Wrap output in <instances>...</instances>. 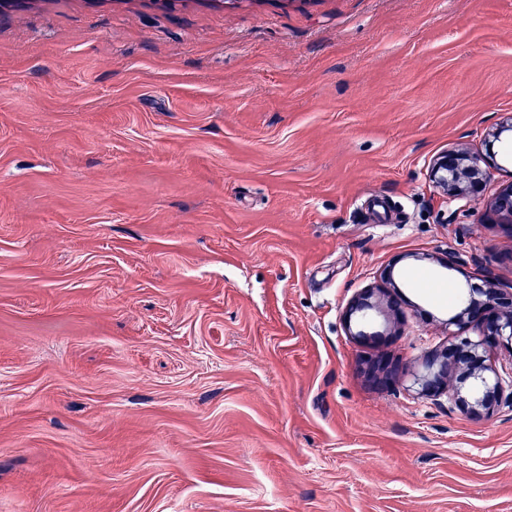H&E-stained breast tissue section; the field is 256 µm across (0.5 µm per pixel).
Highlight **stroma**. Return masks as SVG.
<instances>
[{
    "label": "stroma",
    "instance_id": "obj_1",
    "mask_svg": "<svg viewBox=\"0 0 512 512\" xmlns=\"http://www.w3.org/2000/svg\"><path fill=\"white\" fill-rule=\"evenodd\" d=\"M510 113L512 0L0 6V512H512V405L413 385L512 289V164L431 178ZM488 164L482 154L448 153L441 156L433 165L431 176L434 183L449 197L466 196V183L483 179ZM491 208L499 219L512 223V181L500 186L491 201ZM381 281L382 286L380 288H368L362 291L361 293L357 294L351 300L345 314V325L351 336H355L357 338L368 336L367 333L361 330L358 331L357 333L351 332L352 316L356 315L360 323L366 322L367 315L365 314V311L372 308L373 305L371 304L370 299L375 294V292H378L380 294H386L388 297H390V291L389 288L387 287V284L395 288L392 283V277L390 272L383 273V275L381 276Z\"/></svg>",
    "mask_w": 512,
    "mask_h": 512
}]
</instances>
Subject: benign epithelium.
<instances>
[{"instance_id": "obj_1", "label": "benign epithelium", "mask_w": 512, "mask_h": 512, "mask_svg": "<svg viewBox=\"0 0 512 512\" xmlns=\"http://www.w3.org/2000/svg\"><path fill=\"white\" fill-rule=\"evenodd\" d=\"M487 164V159L479 153H448L434 163L431 176L444 194L462 198L466 196V183L485 178ZM491 208L499 219L512 223V181L500 186ZM381 281L380 288H368L351 300L345 314L346 328H351L354 315L361 323L367 321L365 311L372 308L371 298L375 293L390 294L391 274L384 273ZM448 325L460 331L470 328L475 335H459L455 342L426 359V373L414 376L418 394L438 397L450 391L464 412L488 413L499 405L504 392L496 370L487 359L493 349L512 344V290L497 288L489 280L482 287L466 289L465 298Z\"/></svg>"}]
</instances>
